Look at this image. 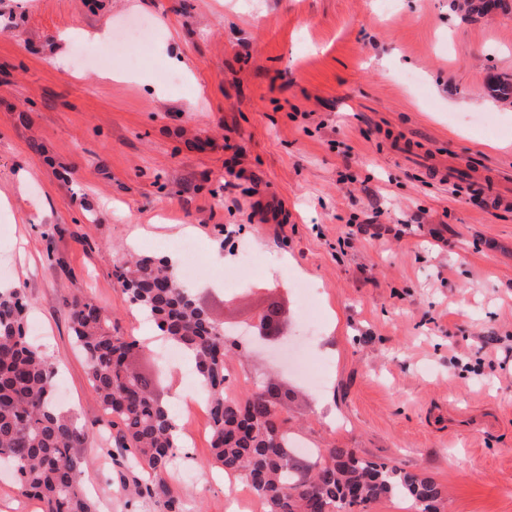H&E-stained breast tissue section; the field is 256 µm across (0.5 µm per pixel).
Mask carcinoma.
Listing matches in <instances>:
<instances>
[{
  "mask_svg": "<svg viewBox=\"0 0 512 512\" xmlns=\"http://www.w3.org/2000/svg\"><path fill=\"white\" fill-rule=\"evenodd\" d=\"M114 275L130 305L192 360L208 391V466L242 475L265 512H364L394 495L411 499L422 512L436 509L443 491L433 480L363 458L354 448L295 454L265 383L243 397L227 395V360L242 348L166 262L132 256L115 265ZM28 308L21 289L0 288V462H9L19 493L39 502L41 512H97L81 481L87 461L80 449L93 428L54 404L56 362L28 340ZM70 311L91 392L115 430L112 444L122 449L115 463L129 472L122 490L154 500L162 512H185L164 478L184 453L182 433L155 395L153 380L131 368L142 345L112 328L111 315L88 298H74Z\"/></svg>",
  "mask_w": 512,
  "mask_h": 512,
  "instance_id": "obj_1",
  "label": "carcinoma"
}]
</instances>
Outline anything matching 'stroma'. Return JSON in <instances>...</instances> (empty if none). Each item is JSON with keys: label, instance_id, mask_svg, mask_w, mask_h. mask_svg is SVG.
<instances>
[{"label": "stroma", "instance_id": "35a3bbf8", "mask_svg": "<svg viewBox=\"0 0 512 512\" xmlns=\"http://www.w3.org/2000/svg\"><path fill=\"white\" fill-rule=\"evenodd\" d=\"M142 18L162 25L138 78L118 48L111 69L73 70L78 37ZM175 58L179 89L155 78ZM510 83L512 11L459 0H0V286L25 292L61 398L95 427L99 512L161 508L120 490L69 303L157 336L114 265L186 238L214 320L234 332L274 307L284 339L309 340L317 389L268 346L227 365L291 389L298 439L431 478L438 512H512ZM298 279L318 286L314 316ZM191 425L174 487L224 512L228 489L203 481L209 419Z\"/></svg>", "mask_w": 512, "mask_h": 512}]
</instances>
